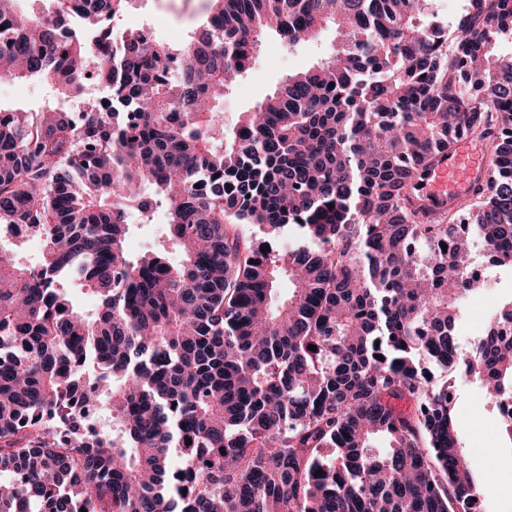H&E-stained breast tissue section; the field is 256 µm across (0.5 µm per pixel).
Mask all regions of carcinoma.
Segmentation results:
<instances>
[{"label": "carcinoma", "instance_id": "carcinoma-1", "mask_svg": "<svg viewBox=\"0 0 512 512\" xmlns=\"http://www.w3.org/2000/svg\"><path fill=\"white\" fill-rule=\"evenodd\" d=\"M31 2L0 0V71L67 96L98 73L112 110L0 108V228L44 247L35 268L0 252V512H474L425 364L512 393V297L472 359L455 346L473 239L512 260V0H468L451 35L431 0H209L200 34L115 52L105 20L132 0ZM328 28L323 61L224 130L263 37ZM469 137L483 183L423 195ZM135 210L164 212L156 249L132 250Z\"/></svg>", "mask_w": 512, "mask_h": 512}]
</instances>
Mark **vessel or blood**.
<instances>
[{
  "label": "vessel or blood",
  "instance_id": "1",
  "mask_svg": "<svg viewBox=\"0 0 512 512\" xmlns=\"http://www.w3.org/2000/svg\"><path fill=\"white\" fill-rule=\"evenodd\" d=\"M489 163L488 149L479 148L475 139H465L437 159L427 179L425 193L444 200L466 196L476 186L478 177L484 175Z\"/></svg>",
  "mask_w": 512,
  "mask_h": 512
}]
</instances>
